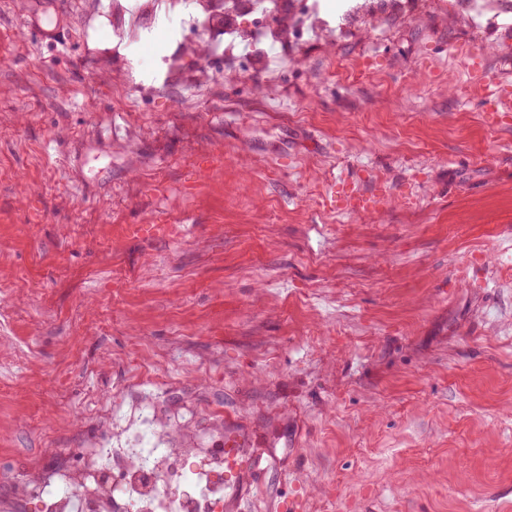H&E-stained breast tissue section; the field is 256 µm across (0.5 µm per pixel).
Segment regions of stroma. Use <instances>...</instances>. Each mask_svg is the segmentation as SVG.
I'll return each instance as SVG.
<instances>
[{"mask_svg": "<svg viewBox=\"0 0 512 512\" xmlns=\"http://www.w3.org/2000/svg\"><path fill=\"white\" fill-rule=\"evenodd\" d=\"M109 2L0 0V473L150 408L246 429L256 512H512V25L311 46L263 112Z\"/></svg>", "mask_w": 512, "mask_h": 512, "instance_id": "stroma-1", "label": "stroma"}]
</instances>
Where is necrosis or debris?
<instances>
[{
	"label": "necrosis or debris",
	"mask_w": 512,
	"mask_h": 512,
	"mask_svg": "<svg viewBox=\"0 0 512 512\" xmlns=\"http://www.w3.org/2000/svg\"><path fill=\"white\" fill-rule=\"evenodd\" d=\"M329 19L321 0H139L129 10L112 0L107 21L117 43L134 46L153 34V18L164 13L179 38L163 59L166 77L180 82L185 61L222 51L216 28L249 41H267L305 52L311 39L330 46L358 31H384L390 18L409 20L446 11L473 24L512 21V0H346ZM211 79L208 71L190 76ZM141 430L128 448H76L53 459L34 476L0 475V512H224V454L213 448L176 444L161 438V421L140 416Z\"/></svg>",
	"instance_id": "necrosis-or-debris-1"
}]
</instances>
